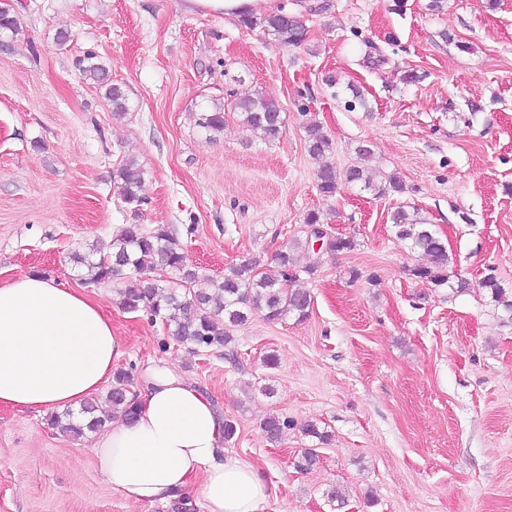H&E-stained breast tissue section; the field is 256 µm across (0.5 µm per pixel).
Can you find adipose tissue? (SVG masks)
Returning <instances> with one entry per match:
<instances>
[{
	"label": "adipose tissue",
	"instance_id": "ef3b65f1",
	"mask_svg": "<svg viewBox=\"0 0 512 512\" xmlns=\"http://www.w3.org/2000/svg\"><path fill=\"white\" fill-rule=\"evenodd\" d=\"M189 10L238 17L278 0H185ZM123 340L95 296L37 276L0 285V407L80 406L111 380ZM133 421L113 420L94 444L100 473L123 497L164 502L181 493L205 512H262L255 468L224 448V419L171 370L147 374Z\"/></svg>",
	"mask_w": 512,
	"mask_h": 512
}]
</instances>
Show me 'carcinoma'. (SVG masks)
<instances>
[{
    "label": "carcinoma",
    "mask_w": 512,
    "mask_h": 512,
    "mask_svg": "<svg viewBox=\"0 0 512 512\" xmlns=\"http://www.w3.org/2000/svg\"><path fill=\"white\" fill-rule=\"evenodd\" d=\"M241 23L249 28L261 25L265 34L284 47L298 46L306 37L302 20L283 11L258 20L244 16ZM80 71L85 78L101 82L106 68L97 56L88 54L80 61ZM105 96L112 102L115 114L125 113L126 96L121 87L107 86ZM232 109L238 113L242 124L262 140L270 142L278 138L283 124L281 112L278 105L261 92L236 100ZM199 126L210 133L223 131L224 105L216 104L201 113ZM306 133L307 152L318 162L317 188L323 196H335L342 185H358L379 197L404 192L403 183L395 176L374 180L368 167L374 155L369 145L357 146V163L340 171L334 163L327 161L332 141L322 126L310 123ZM144 174V169L134 160L126 161L118 169L121 200L133 213L142 204L139 190ZM305 224L308 227L306 239L297 240L293 247L276 254L278 275L264 271L262 256L248 255L224 270V277L214 284L211 293L192 291L198 277L197 269L188 263L176 233L165 224L152 231L145 230L140 224H123L112 238L109 250L92 247L83 253H73L71 260L83 270L80 277L83 285L99 287L118 281L123 283L117 291L123 310L143 313L150 321L161 322L174 344L202 352L227 347L234 340L233 329L245 326L255 315L269 322L280 321L290 314L300 321L308 317L311 294L304 288L295 287L300 276L294 250L310 244L311 238L317 236V227L321 226L319 213H309ZM391 225L396 236L408 241L423 259V263L413 268V275L429 281L436 288L448 284L446 244L419 211L400 207L391 214ZM322 246L330 254H341L353 250L355 242L349 237L326 236L322 238ZM479 287L486 290L494 306L503 311V322L512 324V290L505 288L492 274L485 276ZM450 288L455 293H463L470 288V283L460 278ZM135 396L133 371H115L112 386L106 394L113 413L133 418ZM49 422L59 434L80 438L101 431L107 418L100 414L99 399L90 398L79 414L70 411L53 414ZM290 426L288 418L274 414L261 424L267 439L275 444Z\"/></svg>",
    "instance_id": "carcinoma-1"
}]
</instances>
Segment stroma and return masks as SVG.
<instances>
[{
    "label": "stroma",
    "instance_id": "1",
    "mask_svg": "<svg viewBox=\"0 0 512 512\" xmlns=\"http://www.w3.org/2000/svg\"><path fill=\"white\" fill-rule=\"evenodd\" d=\"M280 4L302 19L301 46L183 0H9L20 31L0 34V285L37 273L79 286L71 254L109 248L136 223L175 229L195 291L209 292L242 256L269 262L305 239L318 212L355 248L297 250L315 269L306 319L258 316L234 331L233 355H197L122 310L116 285L100 287L125 339L119 367L171 368L236 423L225 448L265 483L263 512H512V327L478 286L491 273L512 289V0ZM89 53L123 89L124 115L80 74ZM258 90L281 109L273 142L231 111L223 132L199 127L205 108ZM310 121L337 168L370 143L372 168L406 193L320 194ZM129 158L145 170L135 214L117 181ZM400 207L434 224L449 276L470 292L413 276L420 257L390 224ZM271 414L296 423L277 444L260 428ZM309 422L331 442L305 436ZM94 441L0 407V512H168L113 490ZM311 447L317 463L298 470Z\"/></svg>",
    "mask_w": 512,
    "mask_h": 512
}]
</instances>
